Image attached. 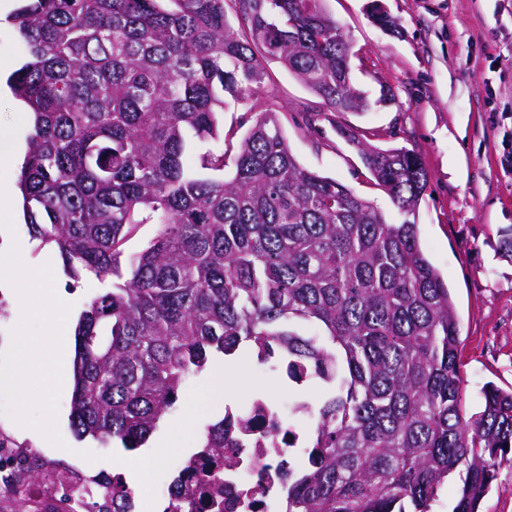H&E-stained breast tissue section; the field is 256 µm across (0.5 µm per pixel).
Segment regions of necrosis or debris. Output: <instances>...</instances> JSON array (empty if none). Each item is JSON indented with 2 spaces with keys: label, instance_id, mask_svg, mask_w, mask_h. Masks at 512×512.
<instances>
[{
  "label": "necrosis or debris",
  "instance_id": "necrosis-or-debris-1",
  "mask_svg": "<svg viewBox=\"0 0 512 512\" xmlns=\"http://www.w3.org/2000/svg\"><path fill=\"white\" fill-rule=\"evenodd\" d=\"M283 428L281 411L271 410L266 400L252 401L250 422L241 429L247 445L227 449V456L237 459L238 465L225 472L223 484L215 487L205 483L204 474L212 462L196 453L179 466L180 485H167L156 500L157 506L168 512L172 502L178 501L183 512H278L288 470L303 454L299 448L273 445V436ZM34 459L28 449L0 450V492L10 495L18 485H25L33 506L39 508L45 500L43 489L49 486L67 497L70 512H86L87 497L77 485L78 475L43 463L39 476L30 477L28 468Z\"/></svg>",
  "mask_w": 512,
  "mask_h": 512
}]
</instances>
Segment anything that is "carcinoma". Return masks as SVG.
Listing matches in <instances>:
<instances>
[{"instance_id": "carcinoma-1", "label": "carcinoma", "mask_w": 512, "mask_h": 512, "mask_svg": "<svg viewBox=\"0 0 512 512\" xmlns=\"http://www.w3.org/2000/svg\"><path fill=\"white\" fill-rule=\"evenodd\" d=\"M234 2L236 29L224 0H26L13 17L27 61L10 85L33 113L28 231L74 282L112 279L75 329L72 427L134 451L190 376L273 360L306 449L288 512H431L457 470L452 512H478L512 452V390L490 384L461 415L456 309L419 241L420 155L361 147L392 219L301 165L264 92L269 63L330 111L365 112L348 37L324 0ZM232 104L255 113L235 148ZM146 224L156 233L126 253ZM231 430L205 426L212 482L236 465Z\"/></svg>"}]
</instances>
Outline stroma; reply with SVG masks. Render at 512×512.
<instances>
[{"mask_svg":"<svg viewBox=\"0 0 512 512\" xmlns=\"http://www.w3.org/2000/svg\"><path fill=\"white\" fill-rule=\"evenodd\" d=\"M372 0H326L351 43L352 81L376 102L368 112H328L319 96L278 63H270L266 90L279 112L288 145L297 160L348 186L391 212L388 196L374 185L357 149L339 133L351 128L380 148L404 146L419 152L428 172L419 207L420 245L448 282L459 320L462 415L478 412L484 385L512 389V254L501 242L512 229V0H381L397 25L389 32L370 17ZM394 102L378 105L382 91ZM319 109L306 125L307 109ZM14 233H0L25 245L29 267L51 264L55 285L69 288V277L55 249L33 239L24 220ZM110 281L83 278L69 288L73 315ZM73 376L64 373L57 427L64 441L29 438L12 418L0 415V434L40 458L72 469L86 484L116 469L143 465L149 489L169 483L179 462L196 451L207 424L225 406H248L255 395L288 402L277 373L247 360L216 385L213 370L191 376L155 433L170 450L159 463L151 446L128 453L115 444L80 440L70 424ZM497 476L480 512H512V454L496 463Z\"/></svg>","mask_w":512,"mask_h":512,"instance_id":"stroma-1","label":"stroma"}]
</instances>
